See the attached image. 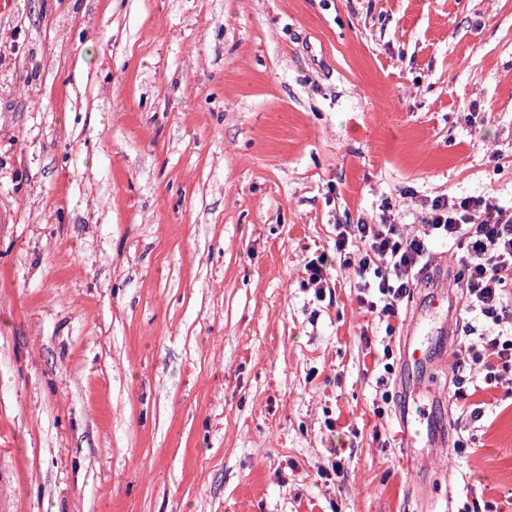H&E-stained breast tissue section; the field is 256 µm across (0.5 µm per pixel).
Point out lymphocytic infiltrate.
<instances>
[{
	"label": "lymphocytic infiltrate",
	"instance_id": "f902f5d3",
	"mask_svg": "<svg viewBox=\"0 0 512 512\" xmlns=\"http://www.w3.org/2000/svg\"><path fill=\"white\" fill-rule=\"evenodd\" d=\"M411 233L396 224H340L336 251H355L358 303L369 313L397 314L423 269L433 242H447L460 270L465 311L500 325L512 321V210L481 196L434 199ZM468 358H455L454 396H468L465 363L484 374L486 385L499 384L503 370L512 368V332L478 336L467 347Z\"/></svg>",
	"mask_w": 512,
	"mask_h": 512
}]
</instances>
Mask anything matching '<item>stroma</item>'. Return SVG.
Returning a JSON list of instances; mask_svg holds the SVG:
<instances>
[{
  "instance_id": "35a3bbf8",
  "label": "stroma",
  "mask_w": 512,
  "mask_h": 512,
  "mask_svg": "<svg viewBox=\"0 0 512 512\" xmlns=\"http://www.w3.org/2000/svg\"><path fill=\"white\" fill-rule=\"evenodd\" d=\"M441 195L512 207V0H11L0 512H512V397L379 385L335 249ZM405 402L445 422L418 483ZM304 273L307 275L308 285L310 284L314 287L317 296L322 295L326 288H330L324 256L307 261L304 264ZM415 433V431L410 429L409 408L408 405H405L399 416V436L404 448H406V458L409 467L420 477L424 473V469L415 450Z\"/></svg>"
}]
</instances>
